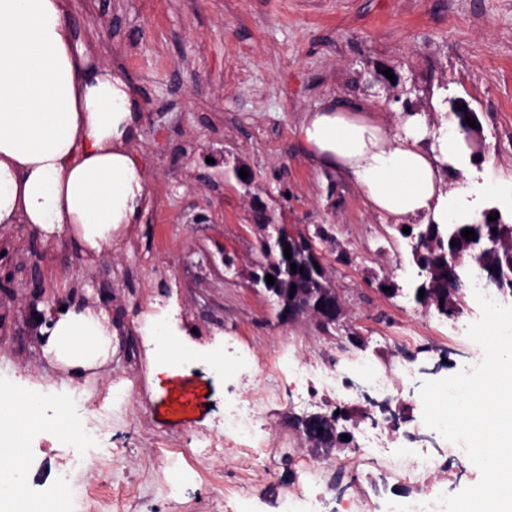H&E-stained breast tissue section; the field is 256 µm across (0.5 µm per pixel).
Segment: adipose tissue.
Masks as SVG:
<instances>
[{"mask_svg":"<svg viewBox=\"0 0 512 512\" xmlns=\"http://www.w3.org/2000/svg\"><path fill=\"white\" fill-rule=\"evenodd\" d=\"M141 116L128 82L92 66L76 40L67 0H0V228L14 224L48 242L66 237L101 253L121 243L148 206L144 168L131 148ZM301 151L316 166L341 172L374 211L400 224L480 220L477 203L512 209V183L478 171L451 111L432 125L427 113L399 112L388 126L369 106L330 98L304 113ZM150 368L178 364L182 350L166 316L142 328ZM42 353L68 377L104 368L112 323L98 306L56 311L41 330ZM0 504L32 512L26 440L38 425L77 435L65 406L48 414L43 393L0 394Z\"/></svg>","mask_w":512,"mask_h":512,"instance_id":"ef3b65f1","label":"adipose tissue"}]
</instances>
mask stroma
Returning <instances> with one entry per match:
<instances>
[{
    "label": "stroma",
    "mask_w": 512,
    "mask_h": 512,
    "mask_svg": "<svg viewBox=\"0 0 512 512\" xmlns=\"http://www.w3.org/2000/svg\"><path fill=\"white\" fill-rule=\"evenodd\" d=\"M77 38L97 64L121 74L143 115L134 145L146 168L149 205L121 244L85 255L68 239L49 243L17 224L21 252L0 256V389L52 387L80 396L84 417L108 424L72 472L87 491L71 512H287L300 460L319 464L315 512H348L359 474L337 472L358 428H394L393 451L420 445L447 453L426 427L420 387L482 356L464 334L480 317L473 293L443 317L415 300L414 240L364 204L334 170L297 148L303 113L330 96L373 106L394 123L404 102L429 111L436 95L464 99L487 129L482 159L512 174V0H69ZM112 22L103 28L102 19ZM246 170L250 183L236 172ZM310 238L344 313L328 329L279 318L250 286L280 225ZM327 227L330 241L316 238ZM49 308L97 301L112 319V360L99 375L61 381L42 357L28 314L31 293ZM170 315L180 347L203 364L176 366L148 382L145 315ZM356 329L361 346L347 339ZM308 357L335 374L313 379L310 403H294L285 363ZM247 359L236 389L261 396L259 446L230 448L217 422L222 363ZM404 363L400 393L362 394L368 368ZM338 415L348 445L315 452L293 421ZM76 437L31 431L30 497L58 488Z\"/></svg>",
    "instance_id": "stroma-1"
}]
</instances>
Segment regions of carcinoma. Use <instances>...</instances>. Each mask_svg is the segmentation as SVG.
I'll list each match as a JSON object with an SVG mask.
<instances>
[{"label": "carcinoma", "mask_w": 512, "mask_h": 512, "mask_svg": "<svg viewBox=\"0 0 512 512\" xmlns=\"http://www.w3.org/2000/svg\"><path fill=\"white\" fill-rule=\"evenodd\" d=\"M471 228L475 234L483 233L480 224H437L433 221L427 224L428 242L423 244L422 253L413 255L421 271L423 281L420 287L424 288V297L421 302L434 308L439 314L448 313V308L462 309L464 296L459 288L451 289L448 271L440 262L439 253L451 249V240H456L462 247L469 240L462 236V230ZM290 248L291 258L284 256V247ZM311 244L306 240L298 241L288 236L283 237L281 248L277 249L278 264L259 274L260 280L271 275L277 284V289L270 292L275 298L291 292V286L306 297L310 304H315L322 294L331 287L328 279L321 276L315 278L305 273L291 271V264L296 267L308 268L311 260L309 249ZM494 261L504 272L507 290L512 291V238H504L497 243L491 255ZM301 430L306 439L317 447L334 448L338 440L334 438L331 425L322 414H312L299 421Z\"/></svg>", "instance_id": "1"}]
</instances>
